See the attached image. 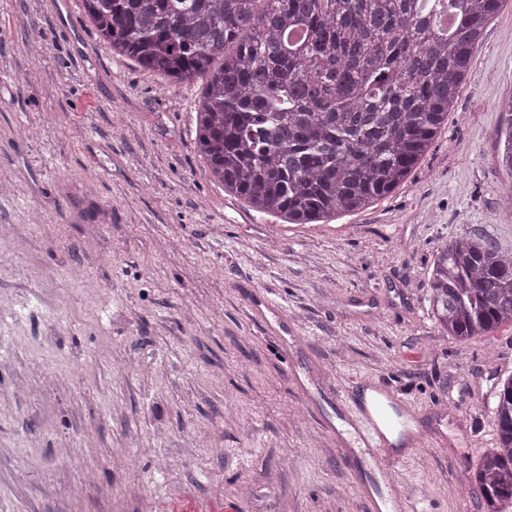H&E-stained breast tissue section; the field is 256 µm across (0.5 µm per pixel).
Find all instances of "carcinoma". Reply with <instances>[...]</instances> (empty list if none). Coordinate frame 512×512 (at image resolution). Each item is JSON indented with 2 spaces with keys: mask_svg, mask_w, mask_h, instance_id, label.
Returning a JSON list of instances; mask_svg holds the SVG:
<instances>
[{
  "mask_svg": "<svg viewBox=\"0 0 512 512\" xmlns=\"http://www.w3.org/2000/svg\"><path fill=\"white\" fill-rule=\"evenodd\" d=\"M506 0H455L450 43L416 0H83L112 52L168 84L203 85L197 147L210 176L290 224L352 213L405 183L448 122L488 23ZM302 25L303 51L282 33ZM500 164L512 175V97ZM430 302L442 335L512 323V253L466 232L437 251ZM496 441L472 480L512 512V376L498 381Z\"/></svg>",
  "mask_w": 512,
  "mask_h": 512,
  "instance_id": "obj_1",
  "label": "carcinoma"
}]
</instances>
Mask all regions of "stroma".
Wrapping results in <instances>:
<instances>
[{"label":"stroma","instance_id":"stroma-1","mask_svg":"<svg viewBox=\"0 0 512 512\" xmlns=\"http://www.w3.org/2000/svg\"><path fill=\"white\" fill-rule=\"evenodd\" d=\"M202 88L167 87L99 37L82 0H0V512H367L329 400L387 382L423 447L396 472L422 512H486L464 487L493 444L512 326L430 316L434 254L477 231L512 250L498 100L512 0L407 182L318 224L259 213L197 150ZM278 307L281 357L252 305ZM162 512H224V501L181 495L170 499Z\"/></svg>","mask_w":512,"mask_h":512}]
</instances>
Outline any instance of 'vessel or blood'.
<instances>
[{
    "label": "vessel or blood",
    "instance_id": "vessel-or-blood-1",
    "mask_svg": "<svg viewBox=\"0 0 512 512\" xmlns=\"http://www.w3.org/2000/svg\"><path fill=\"white\" fill-rule=\"evenodd\" d=\"M339 425L329 433L343 437L348 447L365 456L376 470L381 487L364 490L367 512H411V502L399 494L385 492L396 465L410 451L393 444L394 436H410L415 410L388 384L377 379L356 382L345 401L340 402ZM164 512H224L220 500L181 495L169 500Z\"/></svg>",
    "mask_w": 512,
    "mask_h": 512
}]
</instances>
